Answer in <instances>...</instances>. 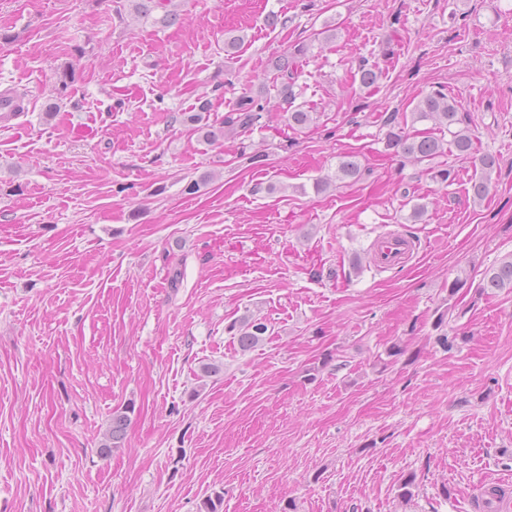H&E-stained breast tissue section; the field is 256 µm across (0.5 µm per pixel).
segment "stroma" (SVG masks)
Returning a JSON list of instances; mask_svg holds the SVG:
<instances>
[{"label": "stroma", "mask_w": 512, "mask_h": 512, "mask_svg": "<svg viewBox=\"0 0 512 512\" xmlns=\"http://www.w3.org/2000/svg\"><path fill=\"white\" fill-rule=\"evenodd\" d=\"M171 2L163 27L126 0H0V93L28 105L0 122V512H199L218 492L222 512H475L480 484H512V293L479 290L512 253V0ZM301 41L316 118L294 130L272 63ZM433 90L498 160L483 200L454 148H385L394 112L447 138L413 115ZM245 93L263 127L209 143L183 121L204 96L219 125ZM344 155L362 178L318 189ZM393 230L419 251L378 267ZM458 279L462 315L435 330ZM246 316L268 331L245 352L227 327ZM128 410L130 408L118 409L112 412L111 423L107 431L105 443L100 448L101 454H108L113 448H119L120 441L123 439L126 428L129 424Z\"/></svg>", "instance_id": "stroma-1"}]
</instances>
